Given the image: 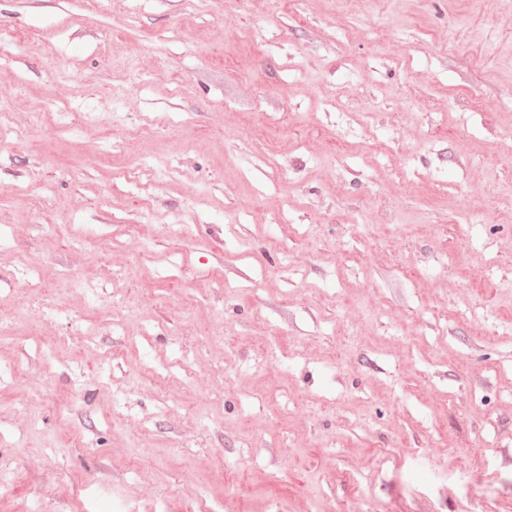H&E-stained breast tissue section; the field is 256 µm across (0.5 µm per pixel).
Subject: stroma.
Masks as SVG:
<instances>
[{
    "mask_svg": "<svg viewBox=\"0 0 512 512\" xmlns=\"http://www.w3.org/2000/svg\"><path fill=\"white\" fill-rule=\"evenodd\" d=\"M0 512H512V0H0Z\"/></svg>",
    "mask_w": 512,
    "mask_h": 512,
    "instance_id": "1",
    "label": "stroma"
}]
</instances>
